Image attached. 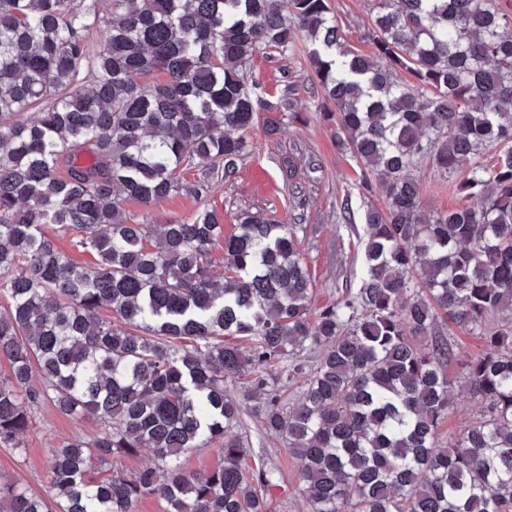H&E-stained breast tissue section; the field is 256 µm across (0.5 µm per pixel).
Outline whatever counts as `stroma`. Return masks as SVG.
<instances>
[{
	"instance_id": "1",
	"label": "stroma",
	"mask_w": 512,
	"mask_h": 512,
	"mask_svg": "<svg viewBox=\"0 0 512 512\" xmlns=\"http://www.w3.org/2000/svg\"><path fill=\"white\" fill-rule=\"evenodd\" d=\"M343 40L348 48L371 54L369 41L374 0H330ZM250 84L267 103L260 110L249 134L250 149L239 159L232 181L218 183L212 202L224 210V227L232 229L240 214L273 217L282 222L304 224L300 250L315 281L314 307L332 302L340 289L356 287L360 276L362 228L367 201L381 203V196L366 198L358 188L360 169L350 155L336 148V128L320 115L324 97L305 49L281 56H257L249 68ZM303 113L306 120L292 122L281 105ZM279 123V131L266 133L268 120ZM262 167L277 188L275 194L260 193L251 182V172ZM422 185L420 211L423 218L455 208L462 203L455 182L445 179L429 162L413 171ZM202 199L187 193L171 196L149 206L130 201L126 211L135 220L161 224L169 220L189 221L203 207ZM99 425L92 419L62 414L52 402L34 412L33 426L20 446L0 443V480L26 487L30 492H49L47 459L52 448L74 437L92 440ZM239 432L247 446L250 475L259 469L279 473L271 491V512H306L299 472L281 440L266 433L256 418L244 416Z\"/></svg>"
}]
</instances>
